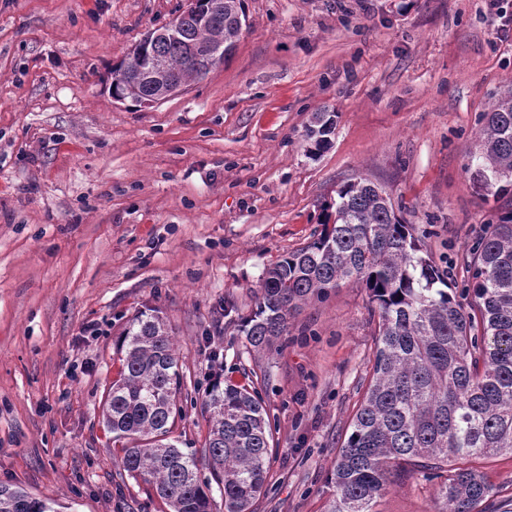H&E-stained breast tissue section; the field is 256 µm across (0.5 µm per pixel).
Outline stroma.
I'll list each match as a JSON object with an SVG mask.
<instances>
[{
	"instance_id": "35a3bbf8",
	"label": "stroma",
	"mask_w": 512,
	"mask_h": 512,
	"mask_svg": "<svg viewBox=\"0 0 512 512\" xmlns=\"http://www.w3.org/2000/svg\"><path fill=\"white\" fill-rule=\"evenodd\" d=\"M187 0H0V484L66 512H165L101 402L115 342L157 311L195 380L174 435L202 448L215 370L254 384L274 427L257 512H324L327 479L372 377L379 317L343 285L251 350L265 271L312 240L325 201L382 184L450 282L473 238L512 211L477 192L480 116L512 90V0H244L233 54L153 104L112 97V69ZM336 115L312 157L315 113ZM96 325L97 336L84 334ZM472 466L512 507V456ZM439 479L398 465L375 512H442Z\"/></svg>"
}]
</instances>
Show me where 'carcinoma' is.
I'll return each mask as SVG.
<instances>
[{
    "label": "carcinoma",
    "instance_id": "cac0c4a2",
    "mask_svg": "<svg viewBox=\"0 0 512 512\" xmlns=\"http://www.w3.org/2000/svg\"><path fill=\"white\" fill-rule=\"evenodd\" d=\"M206 23L181 20L173 34L132 49L135 71L112 79V97L143 103L162 83L186 84L228 57L246 23L243 0ZM166 63L164 74L155 64ZM484 126L473 182L504 195L512 188V91L496 95ZM334 115L319 112L306 127L307 152L330 146ZM322 230L270 269L246 320L249 345L266 350L288 335L297 308L323 299L344 283L363 285L379 314L372 377L338 449L325 512H374L392 464L406 461L435 477L443 512H477L493 488L467 463L512 455V212L470 247L468 293L477 312L463 308L448 276L424 250L412 225L397 214L387 192L359 178L336 190L324 206ZM118 376L107 388L102 423L122 444V472L148 485L169 512H255L266 491L271 425L258 390L215 383L204 392L209 413L202 450L172 437L184 375L168 327L158 314L132 317L116 349ZM0 512H60L55 502L20 487L0 486Z\"/></svg>",
    "mask_w": 512,
    "mask_h": 512
}]
</instances>
